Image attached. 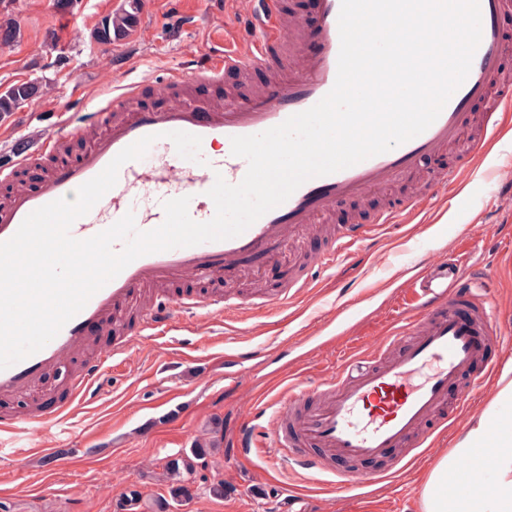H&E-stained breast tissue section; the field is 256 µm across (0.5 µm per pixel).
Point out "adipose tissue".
Returning a JSON list of instances; mask_svg holds the SVG:
<instances>
[{"label":"adipose tissue","mask_w":512,"mask_h":512,"mask_svg":"<svg viewBox=\"0 0 512 512\" xmlns=\"http://www.w3.org/2000/svg\"><path fill=\"white\" fill-rule=\"evenodd\" d=\"M496 387L477 420L428 472L420 512H512V430L501 427L504 409L512 405V363ZM488 443L493 451L482 455ZM461 475L467 478L463 491L457 486Z\"/></svg>","instance_id":"obj_1"}]
</instances>
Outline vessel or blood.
I'll return each instance as SVG.
<instances>
[{"label": "vessel or blood", "instance_id": "vessel-or-blood-1", "mask_svg": "<svg viewBox=\"0 0 512 512\" xmlns=\"http://www.w3.org/2000/svg\"><path fill=\"white\" fill-rule=\"evenodd\" d=\"M480 6L482 38L469 75L423 133L349 168L306 181L237 237L135 259L43 349L0 370V397L36 391L48 371L85 350L101 327L117 319L142 292L185 277L228 282L243 263L279 260L292 240L320 223L336 205L414 179L429 159L454 145L464 147V163L448 169L443 177L429 179L427 195L408 197L399 208L377 212L373 223L339 227L327 250L314 257V267L334 269L355 247L374 240L381 229L410 221L425 200L436 199L444 188L457 184L485 157L506 115L512 113V82L503 77L512 42L500 26L501 16L512 10V0H480ZM340 8L341 0H318L317 21L308 25L296 17H284L276 0H262V10L250 25L173 69L165 80L164 90L171 94L184 87H201L228 69H276L282 45L297 38L292 68L245 100L217 105L166 103L125 112L129 100L154 91V83L145 77L119 85L112 98L95 106L70 101L56 134L0 167V181L12 186L7 202L0 205V242L13 237L37 208L63 197L74 199L78 187L147 135L154 141L145 156L121 166L115 186L72 224L71 236L88 239L129 212L135 216L137 230L155 229L165 220L164 202L183 196L190 199L189 215L194 221L211 220L215 205L208 191L216 177L239 184L248 162L229 152L211 155L209 147L275 127L315 105L333 88ZM480 103L487 110L479 117L475 107ZM173 131L200 137V162H186L177 153L169 138ZM74 136L85 142L77 161L57 165L37 187L15 183L18 169L50 156ZM416 266L417 273L398 291L401 312L392 331L370 343L359 358L337 362L331 375L315 387L291 386L284 406L267 423L247 427L250 447L268 450L280 464L328 476L334 488H364L379 483L380 475L339 470L335 460L353 464L378 457L389 448L409 452L421 448L448 422L451 386H459L461 405L471 403L475 389L488 382L487 375L475 376L471 370L481 361L484 349L501 340L487 290L493 273L455 252L423 255ZM288 299L283 292L260 294L247 302L229 290L188 294L174 303L166 295L155 294L134 321L132 332L117 328L108 352L85 363L67 403L42 410L37 422L42 425L68 415L71 404L87 400L107 360L125 354L137 338L165 332L178 317L191 318L202 311L233 317L252 308L277 309Z\"/></svg>", "mask_w": 512, "mask_h": 512}]
</instances>
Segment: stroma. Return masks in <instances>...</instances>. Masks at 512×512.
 <instances>
[{"label":"stroma","instance_id":"stroma-1","mask_svg":"<svg viewBox=\"0 0 512 512\" xmlns=\"http://www.w3.org/2000/svg\"><path fill=\"white\" fill-rule=\"evenodd\" d=\"M118 2L73 0L63 10L56 0H0V22L15 20L20 29L15 42L0 45V92L23 82L41 88L0 119L1 163L17 147H32L52 134L70 99L80 96L94 106L118 81L145 76L163 85L170 69L208 50L225 27L251 18L247 0H142L139 26L108 48L91 33ZM271 77L261 67L246 74L228 70L204 96L242 97ZM508 162L512 131L476 164L458 197L439 199L410 222L385 229L368 249L317 275L312 288L277 311L253 309L234 319L213 313L137 340L98 379L92 402L74 406L56 424L0 438V512H112L113 499L132 491L145 501L167 495L164 464L212 439L217 420L223 423L221 451L189 475L191 501L171 505L169 512H281L287 496L301 512H419L430 465L475 421L478 406L454 409L446 432L403 475L393 473L396 449L356 463V470L384 480L344 493L327 488L318 474L281 467L267 453L245 454L233 442L241 422L257 409L271 414L283 406L291 382L320 383L338 355L381 336L396 316L393 291L430 251L451 246L492 269L490 295L503 340L486 348L473 372L512 362V206L493 178ZM413 191L406 182L368 194L338 205L325 221L359 215L371 223L375 206L399 202ZM359 307L364 313L347 334L303 356L304 338L327 326L338 310ZM72 374L69 367L51 370L38 400L1 398L0 414L20 415L32 403L59 401ZM218 482L224 485L220 497L211 491Z\"/></svg>","mask_w":512,"mask_h":512}]
</instances>
